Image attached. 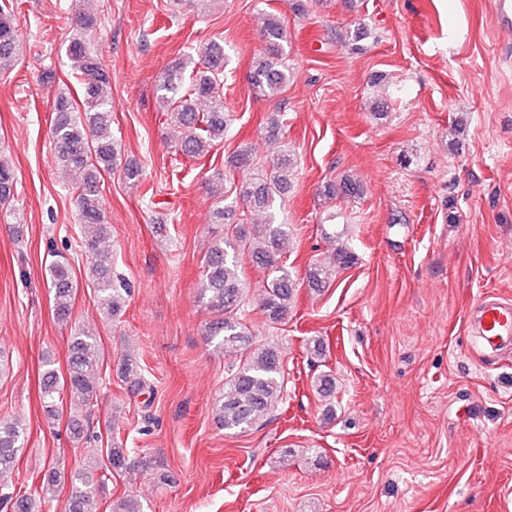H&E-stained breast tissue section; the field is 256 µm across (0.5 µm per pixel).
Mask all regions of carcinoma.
I'll return each mask as SVG.
<instances>
[{"label":"carcinoma","mask_w":512,"mask_h":512,"mask_svg":"<svg viewBox=\"0 0 512 512\" xmlns=\"http://www.w3.org/2000/svg\"><path fill=\"white\" fill-rule=\"evenodd\" d=\"M83 0H72L69 39L66 54L71 69L78 76L81 97L61 96L55 107L51 126L56 163L71 175L76 193V207L83 226L82 247L91 256V280L100 311L112 319L126 308L128 290L112 279V255L102 247L108 234L105 224L100 183L103 174L124 166L129 180L140 177V170L122 164L121 146L111 134L112 83L96 52L91 49L88 32L95 20L82 8ZM261 36L267 46L266 57L259 60L250 74L253 92L261 97H275L288 85L289 68L281 43L285 31L275 15L266 18ZM22 51L19 28L13 8L0 2V72L9 69ZM226 58L220 39L211 40L194 50L176 68L158 80L157 91L166 103L167 121L181 131L179 150L191 158L206 156L224 141L231 125V114L224 107V68ZM190 71L191 82L184 86L183 75ZM294 154L284 149L267 169H260L242 181L226 185L224 173L216 171L208 179L213 198L214 223L224 225L204 257L199 298L213 314L205 327L209 343L234 358L224 378V389L215 398L212 413L217 425L237 434L247 433L264 422L286 392L284 356L273 346L261 344L251 331L250 306H255L265 322L288 320L298 284L280 265L288 237V225L268 220L264 224L235 219L236 207L243 205L251 214L271 213L276 201L288 192V171L294 167ZM254 164L250 149L236 151L229 161L231 170H249ZM15 177L12 167L0 161V204L14 197ZM360 185L352 178L325 185V195L353 196ZM356 257L347 247L338 248L328 265H309L305 279L311 290L320 292L336 280V269H346ZM266 270L268 279L258 297H251L245 264ZM53 291L54 314L60 323L72 318L75 285L72 267L61 256L48 268ZM100 348L96 336L76 327L68 344V371L61 376L52 364H46L40 382L41 399L47 415L56 420L69 409L67 428L75 445L95 440L86 424L98 405L103 387L100 377ZM119 378L134 396L153 391L148 377L136 358L122 359ZM25 430L16 420L0 421V476L13 469L23 449ZM134 449L116 436L106 448V455L92 454L84 468L69 480L68 512H95L96 473L107 469L120 475L131 469ZM61 483L60 471L52 466L43 474L41 492L51 495ZM0 504L12 512H35L37 501L14 493L6 482L0 483ZM112 512H144L142 503L131 496L112 502Z\"/></svg>","instance_id":"1"}]
</instances>
